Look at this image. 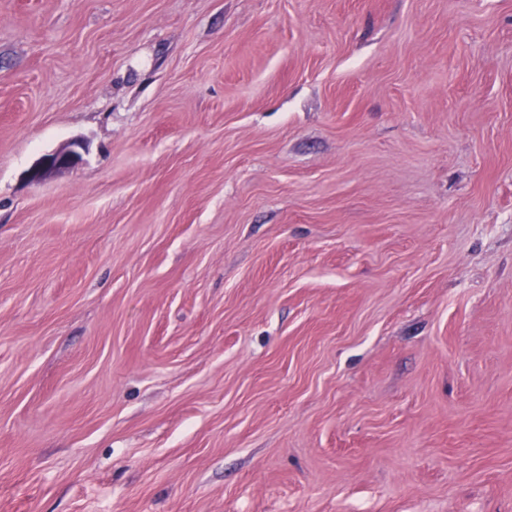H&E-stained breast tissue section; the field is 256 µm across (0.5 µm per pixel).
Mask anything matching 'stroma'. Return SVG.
<instances>
[{
	"label": "stroma",
	"instance_id": "obj_1",
	"mask_svg": "<svg viewBox=\"0 0 512 512\" xmlns=\"http://www.w3.org/2000/svg\"><path fill=\"white\" fill-rule=\"evenodd\" d=\"M0 512H512V0H0ZM82 150L80 143H73L67 149L42 156L30 172L31 179L39 182L56 172L76 166L82 160Z\"/></svg>",
	"mask_w": 512,
	"mask_h": 512
}]
</instances>
